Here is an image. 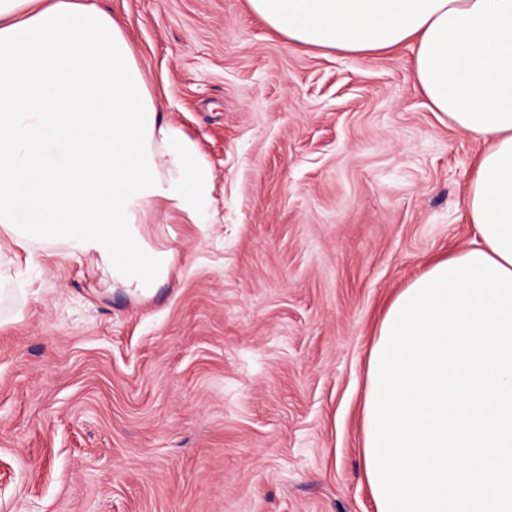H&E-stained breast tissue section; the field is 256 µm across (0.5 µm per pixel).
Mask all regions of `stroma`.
I'll return each instance as SVG.
<instances>
[{"label": "stroma", "mask_w": 512, "mask_h": 512, "mask_svg": "<svg viewBox=\"0 0 512 512\" xmlns=\"http://www.w3.org/2000/svg\"><path fill=\"white\" fill-rule=\"evenodd\" d=\"M212 173L161 203L151 295L43 252L0 298V512H375L366 365L390 300L476 239L484 148L431 111L413 44L273 35L247 0H98Z\"/></svg>", "instance_id": "1"}]
</instances>
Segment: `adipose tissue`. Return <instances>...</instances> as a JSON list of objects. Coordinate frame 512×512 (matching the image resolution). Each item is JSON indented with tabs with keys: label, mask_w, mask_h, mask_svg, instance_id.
I'll list each match as a JSON object with an SVG mask.
<instances>
[{
	"label": "adipose tissue",
	"mask_w": 512,
	"mask_h": 512,
	"mask_svg": "<svg viewBox=\"0 0 512 512\" xmlns=\"http://www.w3.org/2000/svg\"><path fill=\"white\" fill-rule=\"evenodd\" d=\"M300 46L370 54L413 42L432 111L485 142L466 205L475 248L512 271V0H248ZM212 221L210 171L167 121L97 0H0V280L11 247L91 258L147 294L174 252L145 225L159 202Z\"/></svg>",
	"instance_id": "ef3b65f1"
}]
</instances>
